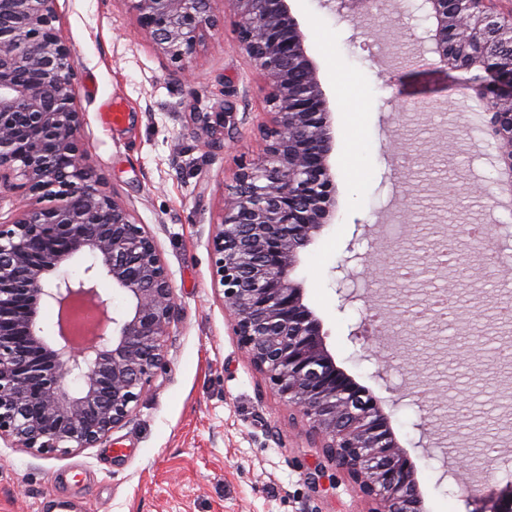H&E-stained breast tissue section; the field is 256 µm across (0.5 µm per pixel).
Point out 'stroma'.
<instances>
[{"label": "stroma", "mask_w": 512, "mask_h": 512, "mask_svg": "<svg viewBox=\"0 0 512 512\" xmlns=\"http://www.w3.org/2000/svg\"><path fill=\"white\" fill-rule=\"evenodd\" d=\"M422 0H381L350 22L320 0H291L331 105L337 204L292 273L321 320L338 366L381 403L415 465L425 512H484L512 494V208L502 206L490 114L457 90L480 69L418 74ZM57 33L78 67L83 143L114 193L154 237L175 311L166 368L130 420L102 444L36 457L0 445V512H371L358 486L323 454L309 419L272 390L242 353L212 269L223 192L261 153L265 86L231 21L207 30L189 78L147 38L127 0H56ZM121 103L122 121L101 116ZM226 113L214 130L200 114ZM407 254L356 283L343 302L336 268L350 253ZM454 260L417 280V250ZM452 293L447 325L414 315L428 293ZM367 328L365 341L352 339ZM434 382L445 417L416 393ZM322 467L320 489L308 474Z\"/></svg>", "instance_id": "stroma-1"}]
</instances>
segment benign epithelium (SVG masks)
I'll use <instances>...</instances> for the list:
<instances>
[{
    "instance_id": "benign-epithelium-1",
    "label": "benign epithelium",
    "mask_w": 512,
    "mask_h": 512,
    "mask_svg": "<svg viewBox=\"0 0 512 512\" xmlns=\"http://www.w3.org/2000/svg\"><path fill=\"white\" fill-rule=\"evenodd\" d=\"M147 37L174 63L217 25L214 0H127ZM346 18L373 0H327ZM439 64L478 67L476 94L492 106L490 129L512 193V21L489 0H423ZM55 0H0V197L23 178V194L0 221V441L35 457L92 448L127 422L165 367L163 338L175 305L171 277L146 225L137 223L84 150L76 64L53 25ZM236 41L262 77L270 121L263 157L240 168L211 238L224 309L250 362L279 398L310 420L324 452L374 512H424L414 465L399 448L379 401L336 365L322 323L290 278L300 250L332 223L336 184L331 109L289 0H224ZM46 199L37 207L30 199ZM88 258L78 281L48 272ZM339 290L363 271L337 267ZM105 276L131 307L108 311ZM59 307L51 344L41 306ZM99 314L74 341L64 313Z\"/></svg>"
}]
</instances>
